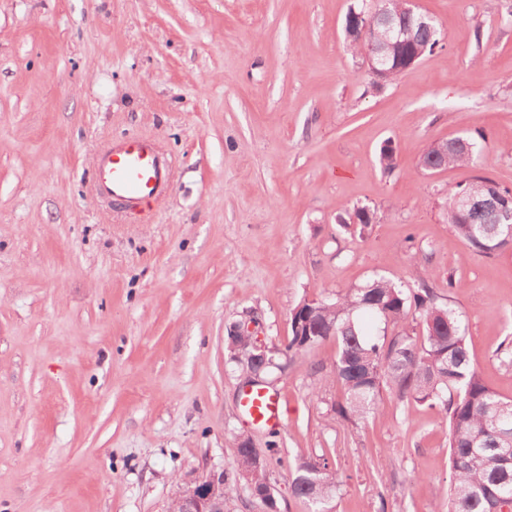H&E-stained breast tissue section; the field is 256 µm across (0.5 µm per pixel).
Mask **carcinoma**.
<instances>
[{
  "instance_id": "carcinoma-1",
  "label": "carcinoma",
  "mask_w": 512,
  "mask_h": 512,
  "mask_svg": "<svg viewBox=\"0 0 512 512\" xmlns=\"http://www.w3.org/2000/svg\"><path fill=\"white\" fill-rule=\"evenodd\" d=\"M400 37L380 23L367 38L382 48L388 73L370 77L375 87L391 82L409 62L440 45L441 30L415 15H393ZM481 130L452 139L448 148L439 143L420 158L423 169L472 166L482 143ZM379 161L389 173L397 167L392 141L383 143ZM496 193L512 194L484 175H474L448 190L444 217L458 238L479 254L491 258L512 246V219L490 205L462 207L467 195L476 202ZM375 213L360 208L342 227L364 232L375 223ZM394 334H388V329ZM288 344L267 351L266 374L283 368V362L310 353L333 339L338 345L334 370L342 396L331 410L345 421L358 423L378 412L383 392L400 402L425 403L437 409L448 423V512H512V399L498 395L482 378L467 347L466 327L458 313L438 302L426 279L405 286L384 277L373 278L334 298L303 299L290 314ZM249 489L270 485L267 464L249 477L236 474ZM337 471L325 456L303 458L295 464L293 496L306 500L311 512H331L337 495Z\"/></svg>"
}]
</instances>
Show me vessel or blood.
<instances>
[{
    "instance_id": "b4317fda",
    "label": "vessel or blood",
    "mask_w": 512,
    "mask_h": 512,
    "mask_svg": "<svg viewBox=\"0 0 512 512\" xmlns=\"http://www.w3.org/2000/svg\"><path fill=\"white\" fill-rule=\"evenodd\" d=\"M94 180L102 198L132 210L160 200L171 187L170 166L155 140L146 135L112 142L94 169ZM246 406L257 421L281 416L278 401L261 389L249 393Z\"/></svg>"
}]
</instances>
